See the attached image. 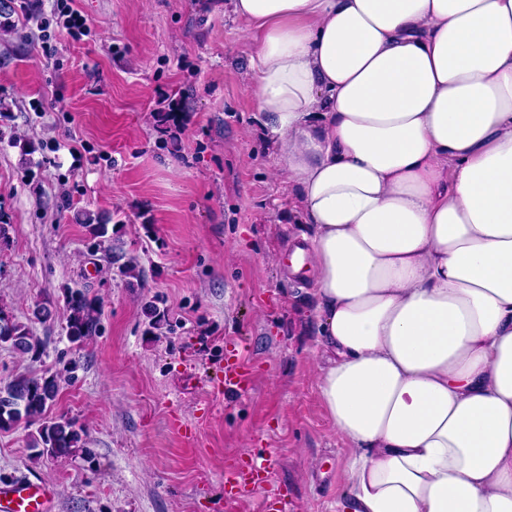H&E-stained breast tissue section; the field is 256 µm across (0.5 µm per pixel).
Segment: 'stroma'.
<instances>
[{"label":"stroma","instance_id":"1","mask_svg":"<svg viewBox=\"0 0 512 512\" xmlns=\"http://www.w3.org/2000/svg\"><path fill=\"white\" fill-rule=\"evenodd\" d=\"M0 32V302L28 322L39 358L0 347V383L71 367L50 408L74 419L94 456L48 459L36 427L0 431V481L26 475L57 512H343L352 456L319 399L311 297L282 262L302 230L297 200L250 91L252 43L229 0H73L94 24L41 48L54 0H4ZM177 102L176 134L156 100ZM109 218L89 239L74 220ZM136 256L140 280L123 273ZM100 309L71 343L66 289ZM43 321L30 309L44 297ZM169 323L150 329L144 303ZM238 356L250 383L207 380ZM270 455V482L224 495L242 460Z\"/></svg>","mask_w":512,"mask_h":512}]
</instances>
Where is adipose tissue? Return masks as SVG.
I'll return each mask as SVG.
<instances>
[{"instance_id": "1", "label": "adipose tissue", "mask_w": 512, "mask_h": 512, "mask_svg": "<svg viewBox=\"0 0 512 512\" xmlns=\"http://www.w3.org/2000/svg\"><path fill=\"white\" fill-rule=\"evenodd\" d=\"M230 3L345 512H512V0Z\"/></svg>"}]
</instances>
